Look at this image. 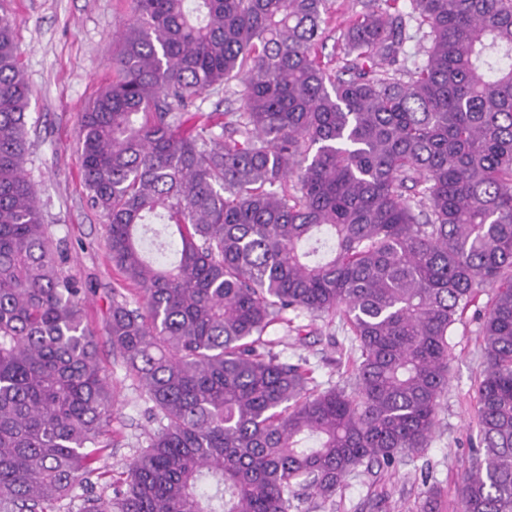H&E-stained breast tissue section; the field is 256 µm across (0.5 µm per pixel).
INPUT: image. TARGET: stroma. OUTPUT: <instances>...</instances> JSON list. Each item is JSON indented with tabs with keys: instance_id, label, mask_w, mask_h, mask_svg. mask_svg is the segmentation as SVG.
<instances>
[{
	"instance_id": "obj_1",
	"label": "stroma",
	"mask_w": 512,
	"mask_h": 512,
	"mask_svg": "<svg viewBox=\"0 0 512 512\" xmlns=\"http://www.w3.org/2000/svg\"><path fill=\"white\" fill-rule=\"evenodd\" d=\"M14 21L20 61L32 89L28 108L31 180L40 185L39 206L55 238L66 241L65 270L91 286L86 303L88 321L103 328L112 291L126 288L104 246V228L88 201L80 173L77 142L80 115L115 76L112 59L122 49L121 32L133 14L132 0H0ZM489 293H481L452 326L449 342L448 391L438 412V424L428 446L400 459L389 468L359 467L336 495L323 504L296 501L291 512H370L385 499L388 512H421L426 493H440V512H459L460 480L478 444L477 381L482 369L481 322ZM302 333L270 327L268 337L282 360L305 357L322 386H351L353 379L336 361L349 338L341 323L296 320ZM99 356L110 370L114 414L112 446L99 466L106 475H118L144 447L154 428L144 414L139 392L126 376L120 359L107 343Z\"/></svg>"
}]
</instances>
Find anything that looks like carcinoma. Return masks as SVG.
I'll list each match as a JSON object with an SVG mask.
<instances>
[{"instance_id": "1", "label": "carcinoma", "mask_w": 512, "mask_h": 512, "mask_svg": "<svg viewBox=\"0 0 512 512\" xmlns=\"http://www.w3.org/2000/svg\"><path fill=\"white\" fill-rule=\"evenodd\" d=\"M134 0L78 151L106 342L157 427L107 481L112 393L27 178L31 89L0 12V512H290L428 447L448 334L483 289L462 512H512V0ZM238 110L195 114L208 90ZM177 243L174 259L169 245ZM340 318L355 387L266 339ZM81 503L69 502L75 486ZM368 0H329V22L322 50L324 61L336 56V42L349 20L365 10Z\"/></svg>"}]
</instances>
